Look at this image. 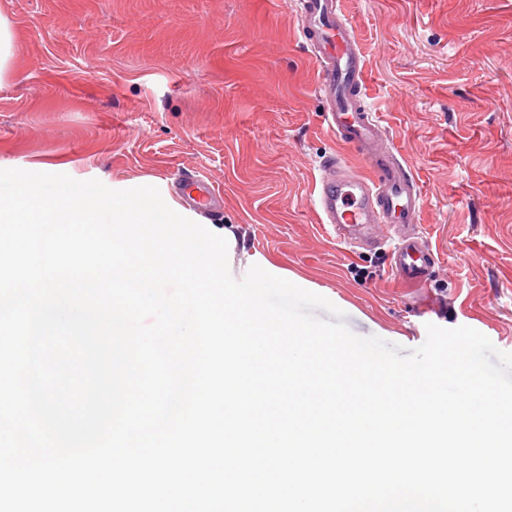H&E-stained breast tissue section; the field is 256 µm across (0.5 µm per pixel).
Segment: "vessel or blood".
<instances>
[{"label":"vessel or blood","mask_w":512,"mask_h":512,"mask_svg":"<svg viewBox=\"0 0 512 512\" xmlns=\"http://www.w3.org/2000/svg\"><path fill=\"white\" fill-rule=\"evenodd\" d=\"M296 4L299 32L319 69L317 89L328 104L326 123L337 141L367 166L362 172L341 158L328 160L330 174L322 178L313 200L320 221L346 238L366 224L390 225L394 274L405 285L425 286L436 255L415 237L424 197L394 153L378 151L386 128L364 103V55L339 12L338 0ZM178 195L201 209L218 201L212 186L194 176L183 181Z\"/></svg>","instance_id":"vessel-or-blood-1"}]
</instances>
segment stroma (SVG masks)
I'll return each instance as SVG.
<instances>
[{
	"instance_id": "35a3bbf8",
	"label": "stroma",
	"mask_w": 512,
	"mask_h": 512,
	"mask_svg": "<svg viewBox=\"0 0 512 512\" xmlns=\"http://www.w3.org/2000/svg\"><path fill=\"white\" fill-rule=\"evenodd\" d=\"M366 102L425 197L426 286L391 272L387 229L337 241L313 206L342 147L293 0H0L14 23L0 169L221 195L203 226L307 282L359 336L405 348L426 324L512 352V0H340Z\"/></svg>"
}]
</instances>
